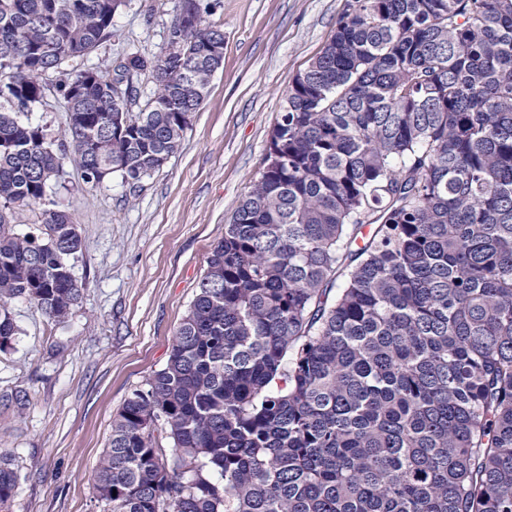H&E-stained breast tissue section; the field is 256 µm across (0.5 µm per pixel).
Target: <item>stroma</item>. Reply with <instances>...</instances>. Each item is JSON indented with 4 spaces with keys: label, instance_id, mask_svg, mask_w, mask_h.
<instances>
[{
    "label": "stroma",
    "instance_id": "1",
    "mask_svg": "<svg viewBox=\"0 0 512 512\" xmlns=\"http://www.w3.org/2000/svg\"><path fill=\"white\" fill-rule=\"evenodd\" d=\"M224 63L181 149L138 187L112 176L87 184L65 164L53 197L83 247L74 271L80 302L61 322L14 301L19 327L0 352V457L17 487L0 512H110L95 485L112 419L129 393L167 362L207 258L265 166L270 134L294 77L332 35L345 0H221ZM179 0H126L116 34L72 69L113 67L166 47ZM57 75L31 119L60 143L66 106ZM25 391V405L13 395Z\"/></svg>",
    "mask_w": 512,
    "mask_h": 512
}]
</instances>
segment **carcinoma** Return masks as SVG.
<instances>
[{"instance_id": "obj_1", "label": "carcinoma", "mask_w": 512, "mask_h": 512, "mask_svg": "<svg viewBox=\"0 0 512 512\" xmlns=\"http://www.w3.org/2000/svg\"><path fill=\"white\" fill-rule=\"evenodd\" d=\"M123 5L0 0V351L13 301L63 320L82 297L64 165L138 184L223 64L195 0L158 56L64 74L53 144L22 116ZM16 486L0 459V504ZM96 486L111 512H512V0H346ZM41 207L37 205L16 206L12 210V225L19 233L37 234L40 224Z\"/></svg>"}]
</instances>
